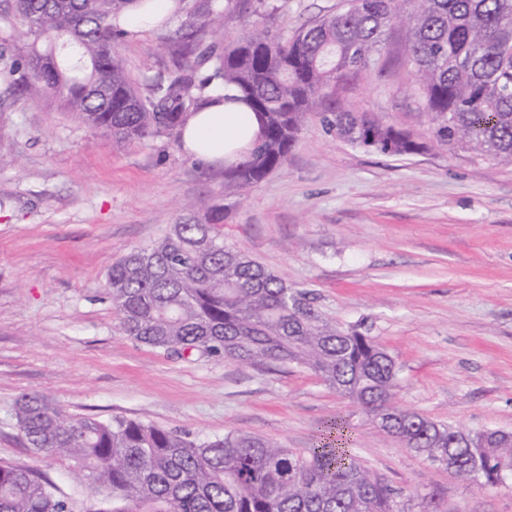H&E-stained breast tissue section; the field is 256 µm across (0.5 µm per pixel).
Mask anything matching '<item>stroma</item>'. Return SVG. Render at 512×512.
Instances as JSON below:
<instances>
[{"mask_svg":"<svg viewBox=\"0 0 512 512\" xmlns=\"http://www.w3.org/2000/svg\"><path fill=\"white\" fill-rule=\"evenodd\" d=\"M268 22L291 33L345 0H279ZM159 31L117 50L136 82L170 71ZM400 29L336 96L422 132ZM220 208L226 245L309 291L344 330L373 337L400 367L396 402L467 430L512 431V167L435 149L377 154L303 124L287 164L241 192L223 166L179 139L113 147L57 101L0 89V462L41 472L85 512L70 460L36 456L16 425L25 393L72 417L123 416L213 439L243 431L310 447L350 413L356 452L417 512H512V485L479 487L414 456L310 370L220 356L181 358L119 331L105 276L130 249Z\"/></svg>","mask_w":512,"mask_h":512,"instance_id":"1","label":"stroma"}]
</instances>
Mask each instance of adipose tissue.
Returning a JSON list of instances; mask_svg holds the SVG:
<instances>
[{
	"label": "adipose tissue",
	"mask_w": 512,
	"mask_h": 512,
	"mask_svg": "<svg viewBox=\"0 0 512 512\" xmlns=\"http://www.w3.org/2000/svg\"><path fill=\"white\" fill-rule=\"evenodd\" d=\"M259 132V120L248 105L235 99L233 90L222 89L187 118L180 142L186 154L212 164L241 158L253 148Z\"/></svg>",
	"instance_id": "adipose-tissue-1"
}]
</instances>
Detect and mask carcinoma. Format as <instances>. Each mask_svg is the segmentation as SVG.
<instances>
[{
    "instance_id": "carcinoma-1",
    "label": "carcinoma",
    "mask_w": 512,
    "mask_h": 512,
    "mask_svg": "<svg viewBox=\"0 0 512 512\" xmlns=\"http://www.w3.org/2000/svg\"><path fill=\"white\" fill-rule=\"evenodd\" d=\"M0 27L22 42L4 75L11 90L57 99L89 129L122 147L177 136L220 87L233 88L260 120L254 148L224 170V185L255 187L283 168L310 116L351 144L387 155L429 146L512 167V0H348V7L290 35L255 24L214 38L224 14L273 0H174V28L157 25L174 69L136 86L115 45L131 34L126 12L149 0H10ZM414 66L428 141L385 125L325 91L366 67L395 26ZM208 224L172 226L161 241L112 265L106 294L120 333L165 351L245 363L305 367L403 448L479 486L512 481V432H464L395 401L399 369L374 340L326 319L305 290L224 244ZM38 455L73 460L87 483L88 512H408L401 493L360 462L353 424L326 422L294 451L230 431L197 441L122 417L72 418L36 394L15 410ZM0 512H70L29 468L0 464Z\"/></svg>"
}]
</instances>
